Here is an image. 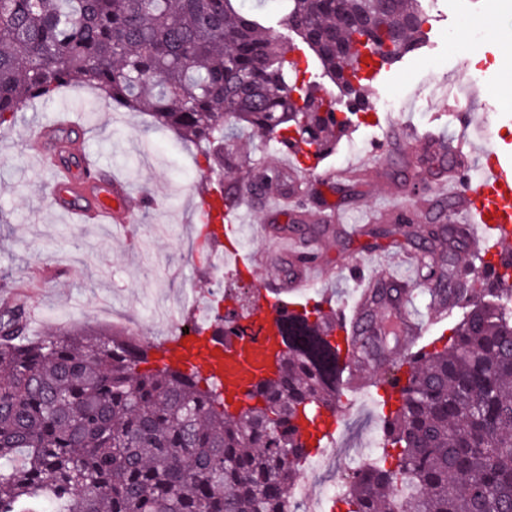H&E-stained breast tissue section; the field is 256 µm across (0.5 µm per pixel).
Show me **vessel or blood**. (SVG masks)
Returning a JSON list of instances; mask_svg holds the SVG:
<instances>
[{
    "instance_id": "1",
    "label": "vessel or blood",
    "mask_w": 512,
    "mask_h": 512,
    "mask_svg": "<svg viewBox=\"0 0 512 512\" xmlns=\"http://www.w3.org/2000/svg\"><path fill=\"white\" fill-rule=\"evenodd\" d=\"M37 152L44 165L52 172L48 195L53 206L71 216L78 224H132L138 212L130 205L126 183L113 176L111 170L95 160L79 155L78 165L66 160L68 147L56 138L53 130L41 131L35 136ZM466 159H459L449 169L448 179L454 181L455 206L448 216L449 223L461 224L462 231L478 247L495 257H503V246L512 242V160L489 163L478 179L466 177ZM210 223L224 228V256L232 262L233 270L241 276H252L255 270L253 256L245 254L237 245L239 237V206L224 202L217 194L201 198L198 206ZM316 265L314 257H307L290 283L274 280L258 283L261 297L249 318L255 333L242 342L218 347L211 341V330L206 323L194 320L189 325H175L163 343L161 355L165 363L182 371L200 370L210 377L218 389L235 393L242 405H249L250 395L261 381L274 377L277 360L286 349L280 328L284 314L296 311L306 275ZM397 283L398 278L389 269H381L378 276L362 275V299L351 314L336 318V348L332 357L339 373V394L335 404L325 413L322 426H300L299 432L312 451H324L338 443V420L357 405V396L370 386H377L388 405H396L407 384L408 371L400 369L385 379L375 382L360 376L354 356L348 345L365 309L376 279ZM413 291H406L396 307L402 326L404 351H412L425 337L428 328L447 317V308L432 306L428 313L419 312L413 302Z\"/></svg>"
}]
</instances>
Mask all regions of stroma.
<instances>
[{
  "label": "stroma",
  "mask_w": 512,
  "mask_h": 512,
  "mask_svg": "<svg viewBox=\"0 0 512 512\" xmlns=\"http://www.w3.org/2000/svg\"><path fill=\"white\" fill-rule=\"evenodd\" d=\"M427 13L423 48L394 64L390 78L368 86L370 113L350 114L344 137L323 161L339 176L304 186L306 212L277 213L274 203L257 201L251 221L260 225L252 251L276 254V238L293 235L300 249L318 245L326 276L317 284L333 307L352 302L356 282L344 263L357 256L373 273L378 253L393 249L406 260L400 268L413 278L412 257L418 221L398 223L383 212L388 197H438L429 168L432 156L413 150L405 132L439 129L463 138L470 149L467 173L483 171L485 148L512 155V44L498 42L512 32V0H433ZM397 99L400 128H393L386 103ZM86 151L96 155L133 186L141 220L129 229L95 224H64L54 215L44 184L47 169L37 165L27 141L53 120L60 102ZM470 111L463 127L456 112ZM250 165L226 171L224 192L231 195L254 183L259 167L279 160L271 136L235 143ZM207 176L195 146L158 128L149 113L116 110L98 103L91 88L64 89L57 101L26 106L15 122L0 126V284L28 287L36 311L27 334L38 339L83 326H121L143 343L170 334L156 310L179 314L191 303L208 304L211 276L193 246L201 224L191 205ZM375 389H367L344 421L339 447L323 467L308 475L311 495L327 485L345 486L351 460H380L384 417Z\"/></svg>",
  "instance_id": "35a3bbf8"
}]
</instances>
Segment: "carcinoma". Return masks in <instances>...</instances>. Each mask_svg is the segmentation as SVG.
Instances as JSON below:
<instances>
[{
	"mask_svg": "<svg viewBox=\"0 0 512 512\" xmlns=\"http://www.w3.org/2000/svg\"><path fill=\"white\" fill-rule=\"evenodd\" d=\"M358 112L370 109L357 58L412 52L428 19L421 0H273ZM246 0H0V126L33 101L90 86L114 108L203 147L209 169L233 165L228 124L276 142L334 149L347 127L336 104L300 78ZM417 259L431 296L463 315L448 342L409 362L402 405L381 453L389 468L352 473L348 512H512V265L482 263L479 287ZM374 290L356 364L374 373L399 337ZM21 303L0 306V512H289L307 445L297 431L336 401L327 353L335 319L288 317V353L256 403L237 414L198 376L150 366L151 346L94 329L32 340Z\"/></svg>",
	"mask_w": 512,
	"mask_h": 512,
	"instance_id": "obj_1",
	"label": "carcinoma"
}]
</instances>
